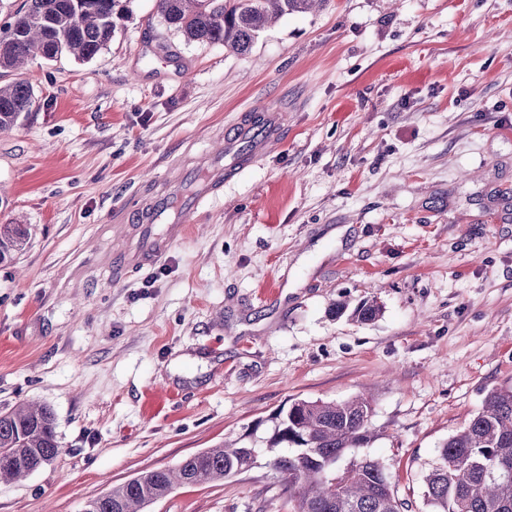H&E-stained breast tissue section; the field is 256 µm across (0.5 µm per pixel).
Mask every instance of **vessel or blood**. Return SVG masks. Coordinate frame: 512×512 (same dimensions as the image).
<instances>
[{"instance_id":"obj_1","label":"vessel or blood","mask_w":512,"mask_h":512,"mask_svg":"<svg viewBox=\"0 0 512 512\" xmlns=\"http://www.w3.org/2000/svg\"><path fill=\"white\" fill-rule=\"evenodd\" d=\"M280 131L279 117L274 112H266L237 122L232 136L224 142L223 160H215L209 164L205 171L204 183L190 201V208H197L210 195L218 192L225 182L249 169L258 158L273 147ZM184 232L183 224L168 225L164 235L148 239L146 244L135 252L134 263L155 261L173 241L183 236Z\"/></svg>"}]
</instances>
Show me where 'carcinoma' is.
I'll list each match as a JSON object with an SVG mask.
<instances>
[{
    "label": "carcinoma",
    "instance_id": "cac0c4a2",
    "mask_svg": "<svg viewBox=\"0 0 512 512\" xmlns=\"http://www.w3.org/2000/svg\"><path fill=\"white\" fill-rule=\"evenodd\" d=\"M129 0H31L29 9L0 28V70L20 68L31 58L63 54L93 58L111 40L115 19L129 12ZM325 0H158L164 22L188 42L222 43L247 52L272 20L308 12ZM26 81L0 85V131L12 129L31 111ZM29 224H0V264L28 247ZM361 322L381 308L363 300L354 308L339 301L334 314ZM369 401L299 400L277 420L266 448L269 466L288 492L290 512H407L392 491L382 463L351 454L371 442ZM61 452L51 408L24 402L0 414V482L28 476ZM256 444L236 439L192 455L171 469H157L112 488L88 505L90 512H144L145 506L177 485L224 480L249 471ZM431 512H512V387L487 392L481 409L448 438L425 477Z\"/></svg>",
    "mask_w": 512,
    "mask_h": 512
}]
</instances>
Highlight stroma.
I'll return each instance as SVG.
<instances>
[{"label":"stroma","mask_w":512,"mask_h":512,"mask_svg":"<svg viewBox=\"0 0 512 512\" xmlns=\"http://www.w3.org/2000/svg\"><path fill=\"white\" fill-rule=\"evenodd\" d=\"M35 104L0 133V224H30L0 265V411L47 404L62 448L0 512H84L143 472L256 429L299 399L370 400L409 512L486 393L512 387V0H327L238 54L188 43L131 0L92 59L0 73ZM272 149L193 214L245 112ZM185 219L156 261L144 235ZM343 236H336V229ZM373 299L372 322L331 313ZM173 392L155 405V392ZM261 453L146 512H289Z\"/></svg>","instance_id":"35a3bbf8"}]
</instances>
